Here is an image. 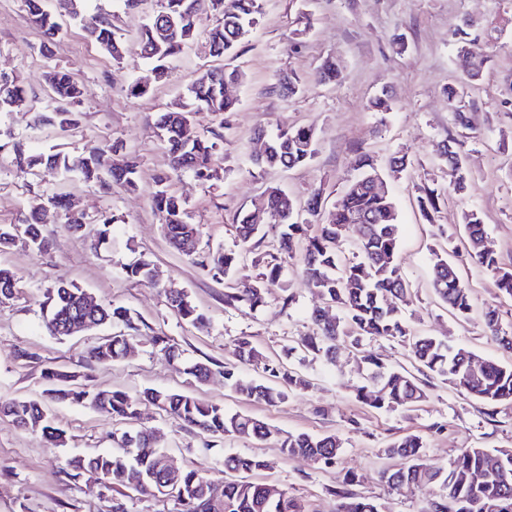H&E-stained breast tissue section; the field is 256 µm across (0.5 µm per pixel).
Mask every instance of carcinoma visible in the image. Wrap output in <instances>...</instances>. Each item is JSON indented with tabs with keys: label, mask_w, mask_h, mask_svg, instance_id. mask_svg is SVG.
I'll list each match as a JSON object with an SVG mask.
<instances>
[{
	"label": "carcinoma",
	"mask_w": 512,
	"mask_h": 512,
	"mask_svg": "<svg viewBox=\"0 0 512 512\" xmlns=\"http://www.w3.org/2000/svg\"><path fill=\"white\" fill-rule=\"evenodd\" d=\"M23 3L29 19L47 40L61 33L62 19L46 0H23ZM222 3L223 0H154L150 18L138 28L132 48L118 34L112 19L105 15L91 16L85 31L113 61L121 64L133 56L146 59L159 70L162 78L183 49L199 36L197 22L204 12L222 15L206 35L210 56L222 58L235 53L250 35L261 15L262 0H231L227 10ZM477 25L473 20L458 28L459 40L473 50L478 64L465 78L448 84L445 90L448 104L453 108L454 123L463 132L448 137L441 152L448 166V187H429L419 197V206L428 219L438 212L449 194L465 193L471 180L465 161L467 136L464 130L469 128L467 89L488 61L486 48L470 38V29ZM242 81L243 74L236 68H208L187 86L177 106L158 115L155 127L169 155L171 173L189 171L204 184L218 178L224 114L235 111L238 104L236 98L225 95L224 87ZM3 86L6 91L0 93V112L30 108V124L34 127L49 126L64 136L79 131L84 89L64 70L51 68L46 96L42 99L27 98L26 90L15 77L0 78V88ZM300 86V79L293 74L282 73L276 78L275 89L284 95H297ZM202 110L219 118L218 128L206 132L197 129L193 115ZM263 136L267 137L271 152L265 157L254 155L253 164L261 170L292 169L308 163L316 154L317 135L311 126L284 127L268 136L264 135V130H258L256 138ZM7 146L12 148L17 170L25 175L44 166L77 171L84 181L104 190L110 189L113 183L129 188L137 184L136 161L118 170L108 165L112 154L123 150V144L118 141L88 156L62 151L46 154L20 143H0V150ZM351 165L362 178L380 177L373 157L363 149L355 151ZM266 193L267 207L274 213L278 248L265 254V259L255 261L262 269L255 276L253 287L243 293L233 288L224 289V305L257 310L274 296L284 307L292 304V293L281 288L278 294L275 289L280 288L285 264L297 258L322 305L313 310L308 333L288 337V351L300 350L314 359L331 363L339 347L352 348L359 359V370L364 373L363 381L355 388L359 402L384 411L413 407L428 398L431 379L440 377L486 404H512V364L504 365L470 348L451 347L434 336L422 335L406 318L412 285L397 263L399 214L392 196L355 181L344 188L330 207L320 189L312 190L302 203L277 187L268 188ZM49 202L55 213L64 215L72 233L83 236L89 228L97 243L108 240L110 227L115 223L113 214L105 211L92 219L82 212H73L62 192L52 193ZM152 206L165 237L177 251H183L185 242L198 239L197 225L189 222L188 204L171 190L169 177L158 179ZM47 219L48 210L34 206L20 223L0 224V252L19 242L34 251L46 250L48 240L44 224ZM236 233L243 250L248 252L255 250L265 237L263 225L250 224L245 216L236 224ZM440 237L444 245L433 251L431 288L452 317L466 320L474 306L471 288L459 272V265L464 262L491 272L498 290L512 299V266L504 267L500 263L478 211L471 209L463 214V246L453 244L452 238L443 232ZM189 258L212 276L227 280L240 270L242 255L216 248L204 253L196 251ZM128 275L141 282L157 284V271L149 262L130 265ZM19 283L15 272L0 267L1 305L17 297ZM166 299L169 308L183 322L195 325L205 319L187 294L169 291ZM47 301L50 309L43 323L52 336L65 337L61 330L77 322L86 323L89 330L111 322L131 323L127 309L90 302L84 298V290L73 282L58 283L49 291ZM483 319L490 341L512 353V328L502 326L499 309L485 308ZM379 339L407 348L416 364V372L392 366L366 348L367 343ZM133 340L129 334L113 336L93 346L89 357L99 363L114 362L124 356ZM230 356L231 360L224 363V382L246 398L273 404L311 386L300 370L280 359L264 356L247 336L235 340ZM247 365L260 370L267 382L242 378L241 368ZM44 379L51 386L54 398L85 403L130 425L129 429L112 434V452L76 457L68 466L77 472H93L114 488L130 487L131 479L137 476L143 479L144 485L133 491L140 494L152 496L158 486H164L166 492L160 493V497L173 501L175 512H306V508L302 500L288 490L271 482L251 479L255 472L269 468L267 461L258 456L240 455L224 458L222 500L217 507L211 505L203 498L207 483H216L211 476L196 470L181 471L174 477L167 473L164 465L167 453L158 443L155 432L138 424L143 403L154 406L162 416L180 427L203 436L259 441L274 437L279 441L284 458L303 457L320 469L336 467L342 455L343 442L335 434L281 432L261 420L232 413L221 404L205 402L190 393L146 389L131 396L122 391L70 388L66 386L70 375L56 368L46 369ZM0 416L22 428L37 422L44 436L64 442V431L52 425L36 401L1 402ZM425 448L426 440L414 433L388 442L381 449L382 455L391 461L400 459L402 464L383 468L379 472L380 480L398 494L423 484L435 485L434 496L420 512H479L483 505L494 506L492 512H512V448H465L446 471L427 467ZM356 483V474L347 471L328 489V494L336 501L334 512H380L375 500L352 490Z\"/></svg>",
	"instance_id": "cac0c4a2"
}]
</instances>
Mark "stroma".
I'll return each mask as SVG.
<instances>
[{"label": "stroma", "instance_id": "1", "mask_svg": "<svg viewBox=\"0 0 512 512\" xmlns=\"http://www.w3.org/2000/svg\"><path fill=\"white\" fill-rule=\"evenodd\" d=\"M260 21L236 56L222 60L244 78L232 89L239 106L228 119L223 160L214 186L191 173L172 177L173 190L186 199L191 221L199 228L201 249L237 250V216L254 210L266 188L277 186L301 198L315 187L328 199L351 181L353 151L363 147L385 171L389 194L400 218L397 261L412 282L413 302L407 315L415 328L450 345H466L486 357L502 352L485 335L480 315L497 307L504 324H512V300L499 295L492 275L466 265L463 278L472 288L477 307L470 320L452 319L434 301L429 282L433 258L430 246L439 242L438 228L459 233L464 211L477 210L503 264H512V0H262ZM482 22L491 36L489 61L469 95L471 129L468 166L472 181L465 197L449 196L433 220L422 215L418 198L425 187H447L448 169L439 154L457 127L443 93L460 77L455 32L463 19ZM335 60L340 78L323 84L315 73L323 61ZM213 58L201 43L184 49L169 76L151 77L142 60L119 65L86 34L81 20L65 18L53 41L29 19L22 0H0V74L18 78L29 95H44V75L51 67L68 70L84 86V119L78 133L65 139L77 154L98 151L107 142H123L138 162L135 190L116 185L102 191L77 175L42 168L20 176L11 149L0 150V224H15L46 194L64 192L78 209L95 216L108 211L118 217L112 241L94 246L91 238L68 231L63 218L45 227L46 251L17 244L0 254V265L21 279L15 301L0 305V401L18 397L44 398L43 373L54 367L72 375L75 383L97 391L123 390L135 395L147 388L189 392L224 405L232 412L257 418L283 432L335 434L344 443L338 467L321 471L307 460H284L276 438L256 443L246 439L206 440L160 417L154 407L141 408L140 422L155 428L172 464L213 473L228 453L256 454L270 464L263 477L303 499L309 512H332L327 493L343 472L358 474V494L373 497L382 512H420L434 488L422 485L398 495L379 479L380 450L387 441L408 433L427 441L428 467L449 468L461 449L512 448V406H488L454 385L435 380L429 399L410 411L378 412L355 398L361 380L350 350L335 363L308 361L302 370L311 380L307 391L269 404L229 393L224 386V358L233 340L251 337L267 356L280 355L288 336L306 332L308 316L321 299L309 288L297 263H288L283 279L295 300L290 306L272 300L258 310L224 304V283L170 246L162 233L151 198L169 160L156 136L158 112L182 97L187 86ZM291 72L303 89L293 98L273 91L277 74ZM148 82V93L128 95L133 80ZM389 93L393 109L374 112L369 101ZM314 126L317 153L306 165L291 170H255L249 155L257 150V128ZM12 141L46 149L59 135L32 128L19 113H0V132ZM412 160L399 173L387 170L395 153ZM151 262L162 274L161 287L127 278L126 266L136 259ZM72 281L99 302L129 309L131 324L116 323L96 332L64 340L43 326V306L49 288ZM187 292L205 314L204 323L182 322L169 309L165 289ZM135 327L134 350L112 363L88 361V350L106 338ZM168 336L182 359L167 360L153 344ZM210 361L212 372L196 383L185 372L191 361ZM46 401V412L66 433L64 443L15 427L0 417V512H112L118 492L98 475L74 474L68 465L76 455L112 448L111 418L70 402ZM442 431H434V424Z\"/></svg>", "mask_w": 512, "mask_h": 512}]
</instances>
